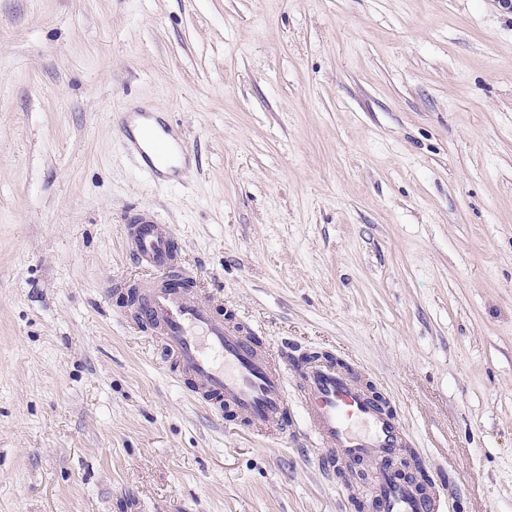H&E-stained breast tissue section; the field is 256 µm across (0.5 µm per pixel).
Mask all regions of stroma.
<instances>
[{"label": "stroma", "mask_w": 512, "mask_h": 512, "mask_svg": "<svg viewBox=\"0 0 512 512\" xmlns=\"http://www.w3.org/2000/svg\"><path fill=\"white\" fill-rule=\"evenodd\" d=\"M122 112L199 159L148 186ZM260 341L395 405L447 512H512V9L498 0H0V512H358L217 418L106 284L128 207Z\"/></svg>", "instance_id": "35a3bbf8"}]
</instances>
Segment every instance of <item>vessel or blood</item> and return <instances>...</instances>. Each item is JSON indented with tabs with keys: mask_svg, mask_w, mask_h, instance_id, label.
<instances>
[{
	"mask_svg": "<svg viewBox=\"0 0 512 512\" xmlns=\"http://www.w3.org/2000/svg\"><path fill=\"white\" fill-rule=\"evenodd\" d=\"M130 155L149 182L172 179L189 153L164 119L123 124ZM123 239L145 277L123 283L134 319L148 326L165 361L185 389L216 414L243 417L259 436L288 435V386L299 385L306 424L321 451L324 471L375 463L374 512H445L439 488L416 485L390 467L398 449L413 443L389 405L375 401L333 362L294 357L257 343L244 326L224 319L212 295L193 290V272L182 266L173 226L146 207L126 211Z\"/></svg>",
	"mask_w": 512,
	"mask_h": 512,
	"instance_id": "obj_1",
	"label": "vessel or blood"
}]
</instances>
